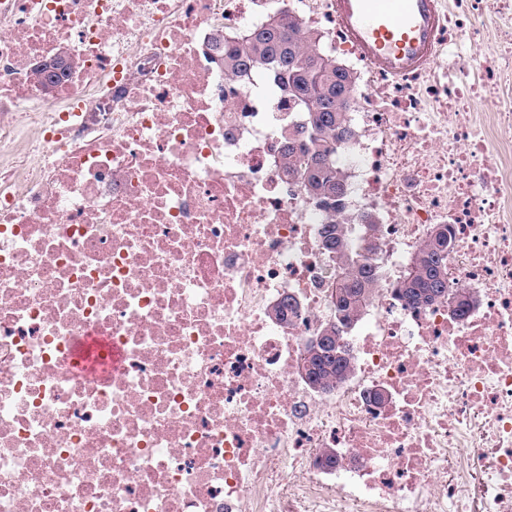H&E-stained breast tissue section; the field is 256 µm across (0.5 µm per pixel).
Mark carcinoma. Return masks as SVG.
<instances>
[{
	"label": "carcinoma",
	"mask_w": 512,
	"mask_h": 512,
	"mask_svg": "<svg viewBox=\"0 0 512 512\" xmlns=\"http://www.w3.org/2000/svg\"><path fill=\"white\" fill-rule=\"evenodd\" d=\"M215 50L224 72L232 76L259 74L269 64H276L279 78L268 87V95L285 92L289 100L312 109L307 123L288 129L283 136V170L327 213L324 245L341 258L332 282L334 319L323 326L328 335L336 337V348L326 355L305 359L307 373L303 374L314 388H334L351 367L352 354L344 343V334L360 319L373 294L376 273L371 254L380 246L374 235L359 250L349 246L346 177L336 166V149L349 133L357 78L326 48L320 32L290 16L275 17L273 22L245 31L230 43L215 45ZM449 247L448 228L435 229L398 284L402 300L414 306L450 297L457 301L458 310H465L468 296L448 286Z\"/></svg>",
	"instance_id": "carcinoma-1"
}]
</instances>
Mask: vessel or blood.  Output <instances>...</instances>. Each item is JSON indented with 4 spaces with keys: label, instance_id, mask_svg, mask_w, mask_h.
I'll return each instance as SVG.
<instances>
[{
    "label": "vessel or blood",
    "instance_id": "obj_1",
    "mask_svg": "<svg viewBox=\"0 0 512 512\" xmlns=\"http://www.w3.org/2000/svg\"><path fill=\"white\" fill-rule=\"evenodd\" d=\"M336 22L357 50L376 68L410 72L429 61L437 42L436 0H333ZM96 337L80 340L78 368L97 371Z\"/></svg>",
    "mask_w": 512,
    "mask_h": 512
}]
</instances>
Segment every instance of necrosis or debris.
Returning a JSON list of instances; mask_svg holds the SVG:
<instances>
[{
	"label": "necrosis or debris",
	"instance_id": "obj_1",
	"mask_svg": "<svg viewBox=\"0 0 512 512\" xmlns=\"http://www.w3.org/2000/svg\"><path fill=\"white\" fill-rule=\"evenodd\" d=\"M280 14L352 63L336 160L351 242L382 240L327 393L298 375L340 263L282 169L304 115L213 49ZM439 20L395 76L330 0H0V512H512V0ZM440 226L460 316L396 293ZM89 332L121 351L112 377L69 363Z\"/></svg>",
	"mask_w": 512,
	"mask_h": 512
}]
</instances>
